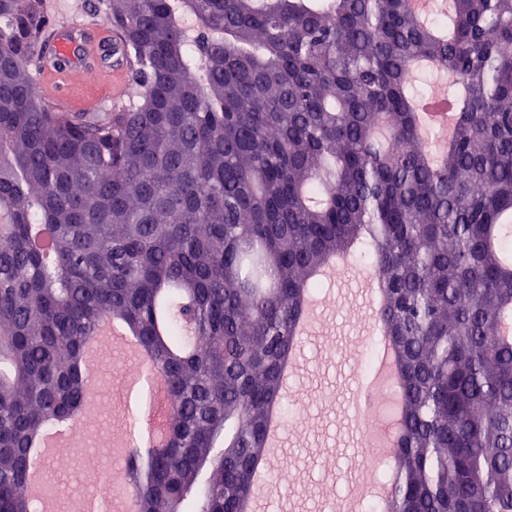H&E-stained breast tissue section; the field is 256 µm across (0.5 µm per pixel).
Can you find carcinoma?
I'll return each mask as SVG.
<instances>
[{
  "label": "carcinoma",
  "mask_w": 512,
  "mask_h": 512,
  "mask_svg": "<svg viewBox=\"0 0 512 512\" xmlns=\"http://www.w3.org/2000/svg\"><path fill=\"white\" fill-rule=\"evenodd\" d=\"M44 0H0V512L88 403L108 318L163 381L135 512H246L330 259L377 280L398 377L379 512H512V0H98L137 94L53 112ZM452 136L421 128L433 84Z\"/></svg>",
  "instance_id": "1"
}]
</instances>
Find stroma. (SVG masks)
<instances>
[{
  "mask_svg": "<svg viewBox=\"0 0 512 512\" xmlns=\"http://www.w3.org/2000/svg\"><path fill=\"white\" fill-rule=\"evenodd\" d=\"M336 304L323 308L312 335L302 342L293 363L298 376L288 386L299 393L324 391L308 410L286 427L282 455L268 462L269 491L257 512H369L358 497L359 484H374L379 472L362 451L363 440L349 416L359 367L370 332L357 278L327 287ZM135 364L119 348H102L98 370L106 377L101 391L112 404L110 416L91 417L81 426L82 441L54 449L45 460L48 478L60 487L55 512H69L77 499L108 496L121 468L113 454V423L124 414L117 394Z\"/></svg>",
  "mask_w": 512,
  "mask_h": 512,
  "instance_id": "stroma-1",
  "label": "stroma"
}]
</instances>
